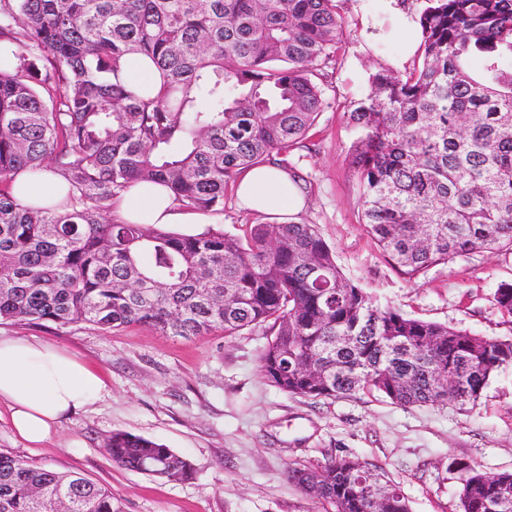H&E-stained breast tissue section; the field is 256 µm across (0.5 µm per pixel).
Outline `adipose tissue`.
<instances>
[{
    "mask_svg": "<svg viewBox=\"0 0 512 512\" xmlns=\"http://www.w3.org/2000/svg\"><path fill=\"white\" fill-rule=\"evenodd\" d=\"M67 183L47 174L18 173L12 194L24 205L51 206L63 200ZM240 206L280 222L299 212L304 197L287 169L262 164L237 182ZM121 220L136 224H208L210 215L182 209L168 189L139 182L114 201ZM104 387L101 376L75 356L47 343L0 336V401L20 438L45 443L62 421L93 403Z\"/></svg>",
    "mask_w": 512,
    "mask_h": 512,
    "instance_id": "ef3b65f1",
    "label": "adipose tissue"
}]
</instances>
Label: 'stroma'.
<instances>
[{
    "mask_svg": "<svg viewBox=\"0 0 512 512\" xmlns=\"http://www.w3.org/2000/svg\"><path fill=\"white\" fill-rule=\"evenodd\" d=\"M341 6L345 29L330 69L329 105L296 168L306 204L293 222L316 225L338 265L379 303L487 338L512 337L494 300L498 285L512 282V252L475 253L412 284L363 231L345 113L368 93L370 73L403 70L419 41L400 30L384 0ZM0 335L62 347L105 383L94 404L38 447L15 435L1 405L0 449L59 472H82L111 489L119 512H317L285 472L291 463L317 464L330 454L383 467L412 512H459L456 463L512 472V367L466 409H404L369 393L319 400L282 393L259 369L271 338L264 327L185 339L139 324L106 333L90 325L4 323ZM119 431L187 456L193 479L168 482L116 467L106 443Z\"/></svg>",
    "mask_w": 512,
    "mask_h": 512,
    "instance_id": "1",
    "label": "stroma"
}]
</instances>
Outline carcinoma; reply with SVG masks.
I'll return each mask as SVG.
<instances>
[{
	"label": "carcinoma",
	"instance_id": "cac0c4a2",
	"mask_svg": "<svg viewBox=\"0 0 512 512\" xmlns=\"http://www.w3.org/2000/svg\"><path fill=\"white\" fill-rule=\"evenodd\" d=\"M340 0H0V323L130 324L189 338L271 324L259 368L310 399L376 393L403 407L478 401L512 366V338L413 317L337 265L313 224L181 234L117 219L134 183L224 214V190L273 153L305 148L341 42ZM412 65L381 68L351 105L360 224L408 280L475 252L512 250V0H427ZM149 57L152 95L127 76ZM70 186L24 206L14 174ZM512 319V283L494 294ZM454 381V398L439 377ZM106 447L124 469L194 477L140 435ZM460 512H512V472L461 463ZM323 512H411L383 468L349 456L288 466ZM115 512L112 491L0 450V512ZM125 67L137 82L150 85L152 94H156L162 78L149 59L133 54L127 57Z\"/></svg>",
	"mask_w": 512,
	"mask_h": 512
}]
</instances>
